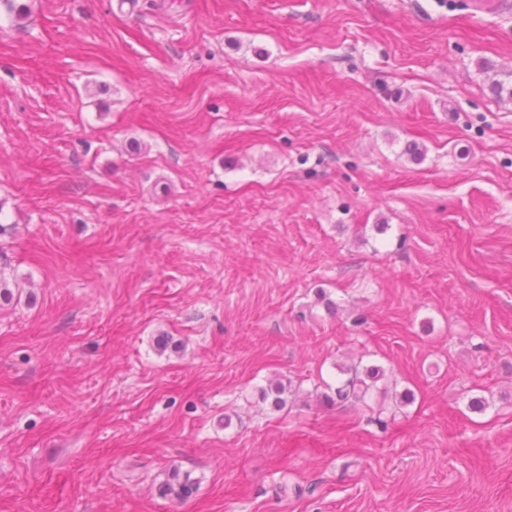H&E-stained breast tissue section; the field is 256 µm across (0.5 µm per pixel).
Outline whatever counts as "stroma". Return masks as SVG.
<instances>
[{
    "label": "stroma",
    "mask_w": 512,
    "mask_h": 512,
    "mask_svg": "<svg viewBox=\"0 0 512 512\" xmlns=\"http://www.w3.org/2000/svg\"><path fill=\"white\" fill-rule=\"evenodd\" d=\"M23 2L0 512H512V0ZM344 376L335 388L336 402H364L377 382L384 378V371L375 366L360 367L358 365L341 366L338 368ZM197 491V484L185 476L183 480L179 479V474L174 472L171 477L161 483L159 493L162 497H174L177 499L190 498Z\"/></svg>",
    "instance_id": "35a3bbf8"
}]
</instances>
